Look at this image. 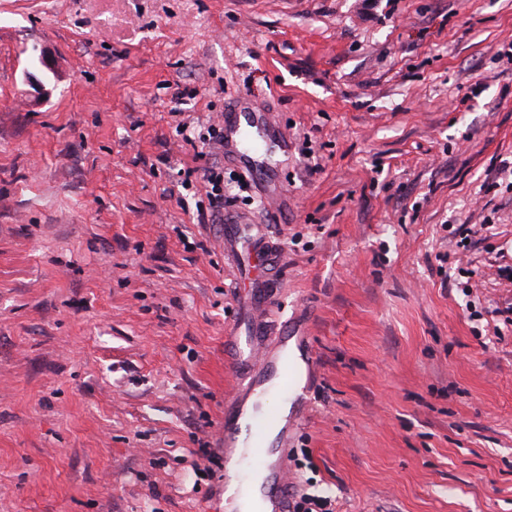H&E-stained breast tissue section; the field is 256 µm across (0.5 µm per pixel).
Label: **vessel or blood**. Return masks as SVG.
I'll use <instances>...</instances> for the list:
<instances>
[{"label": "vessel or blood", "mask_w": 512, "mask_h": 512, "mask_svg": "<svg viewBox=\"0 0 512 512\" xmlns=\"http://www.w3.org/2000/svg\"><path fill=\"white\" fill-rule=\"evenodd\" d=\"M224 256L238 263V271L250 282L245 308L250 325L249 341H242L237 330H228L224 348L231 354L236 385L224 397V423L219 451L224 460L220 478L225 489L240 482L243 467L263 471L262 512H289L292 479L284 455L263 445L267 429L264 416L241 399L242 394L261 395L267 375H279L289 392L300 389L302 381L296 366L288 359L271 360L265 339L264 317L271 305L272 276L279 267L276 248L254 236L251 226L239 221L224 223Z\"/></svg>", "instance_id": "obj_1"}]
</instances>
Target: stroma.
Returning a JSON list of instances; mask_svg holds the SVG:
<instances>
[{
  "label": "stroma",
  "instance_id": "obj_1",
  "mask_svg": "<svg viewBox=\"0 0 512 512\" xmlns=\"http://www.w3.org/2000/svg\"><path fill=\"white\" fill-rule=\"evenodd\" d=\"M510 49L512 0H0V512H224L248 283L177 125L236 110L279 148L224 155L225 208L317 359L291 472L512 512Z\"/></svg>",
  "mask_w": 512,
  "mask_h": 512
}]
</instances>
